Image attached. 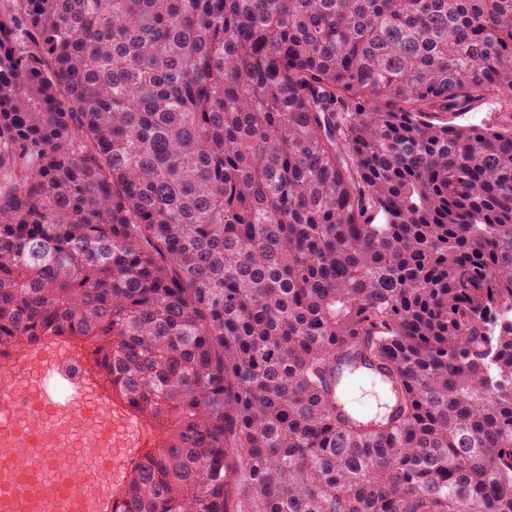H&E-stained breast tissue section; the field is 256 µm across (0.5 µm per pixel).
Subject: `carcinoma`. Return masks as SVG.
<instances>
[{
	"label": "carcinoma",
	"mask_w": 512,
	"mask_h": 512,
	"mask_svg": "<svg viewBox=\"0 0 512 512\" xmlns=\"http://www.w3.org/2000/svg\"><path fill=\"white\" fill-rule=\"evenodd\" d=\"M484 98L512 0H0V349L84 350L152 428L112 512H512ZM499 103L495 100H486L477 108L458 119L461 124L467 123H493L499 119ZM356 385L359 390V395L353 396L352 403L357 410L371 413L372 410H375V403L377 406H380L379 401L381 399L382 407L379 411L380 413L385 411L384 405L388 402V398L386 396H382L381 398L383 393L377 388L378 384L372 385L370 382L360 378V382H356Z\"/></svg>",
	"instance_id": "cac0c4a2"
}]
</instances>
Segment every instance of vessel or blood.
Masks as SVG:
<instances>
[{"mask_svg":"<svg viewBox=\"0 0 512 512\" xmlns=\"http://www.w3.org/2000/svg\"><path fill=\"white\" fill-rule=\"evenodd\" d=\"M81 354L44 342L0 355V512H109L152 438L105 394Z\"/></svg>","mask_w":512,"mask_h":512,"instance_id":"vessel-or-blood-1","label":"vessel or blood"}]
</instances>
